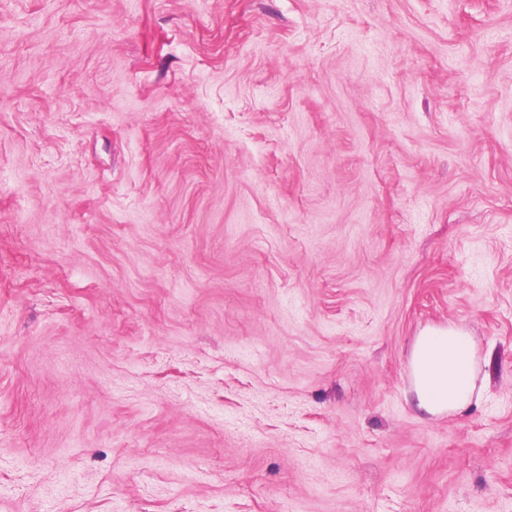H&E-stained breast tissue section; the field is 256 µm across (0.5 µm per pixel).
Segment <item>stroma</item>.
<instances>
[{
  "label": "stroma",
  "mask_w": 512,
  "mask_h": 512,
  "mask_svg": "<svg viewBox=\"0 0 512 512\" xmlns=\"http://www.w3.org/2000/svg\"><path fill=\"white\" fill-rule=\"evenodd\" d=\"M0 512H512V0H0ZM475 358L474 341L463 328L423 331L411 354L418 407L430 414L469 411L477 388Z\"/></svg>",
  "instance_id": "obj_1"
}]
</instances>
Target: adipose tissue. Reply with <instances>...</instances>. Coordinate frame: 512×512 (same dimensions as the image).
Returning <instances> with one entry per match:
<instances>
[{
  "label": "adipose tissue",
  "mask_w": 512,
  "mask_h": 512,
  "mask_svg": "<svg viewBox=\"0 0 512 512\" xmlns=\"http://www.w3.org/2000/svg\"><path fill=\"white\" fill-rule=\"evenodd\" d=\"M475 358L474 341L463 328L423 331L411 354L419 408L430 414L469 411L477 388Z\"/></svg>",
  "instance_id": "ef3b65f1"
}]
</instances>
